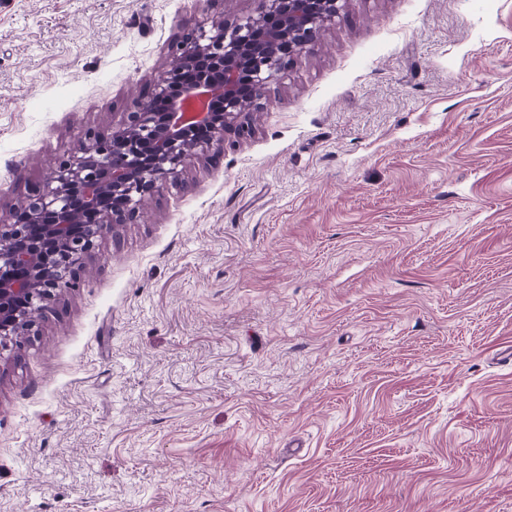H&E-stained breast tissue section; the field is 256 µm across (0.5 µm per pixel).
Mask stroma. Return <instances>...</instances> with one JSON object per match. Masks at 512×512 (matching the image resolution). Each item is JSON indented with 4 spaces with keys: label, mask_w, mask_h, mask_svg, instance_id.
I'll list each match as a JSON object with an SVG mask.
<instances>
[{
    "label": "stroma",
    "mask_w": 512,
    "mask_h": 512,
    "mask_svg": "<svg viewBox=\"0 0 512 512\" xmlns=\"http://www.w3.org/2000/svg\"><path fill=\"white\" fill-rule=\"evenodd\" d=\"M257 0H0V218ZM0 346V512H512V0H347Z\"/></svg>",
    "instance_id": "stroma-1"
}]
</instances>
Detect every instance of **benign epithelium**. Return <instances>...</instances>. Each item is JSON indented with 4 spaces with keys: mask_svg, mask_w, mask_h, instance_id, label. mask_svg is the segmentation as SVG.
Here are the masks:
<instances>
[{
    "mask_svg": "<svg viewBox=\"0 0 512 512\" xmlns=\"http://www.w3.org/2000/svg\"><path fill=\"white\" fill-rule=\"evenodd\" d=\"M345 0H258L257 15L182 37L168 68L109 137L94 136L56 168L41 193L0 224V344L24 336L95 242L135 217L192 154L251 133L258 104L288 57L312 50Z\"/></svg>",
    "mask_w": 512,
    "mask_h": 512,
    "instance_id": "7a95c632",
    "label": "benign epithelium"
}]
</instances>
